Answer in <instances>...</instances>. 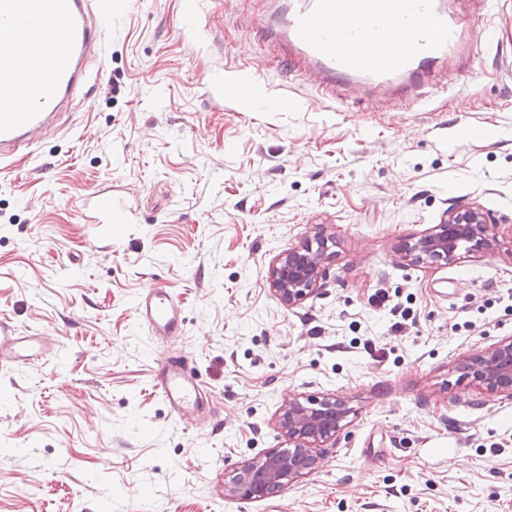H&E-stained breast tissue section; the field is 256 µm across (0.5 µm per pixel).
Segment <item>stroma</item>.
<instances>
[{"instance_id": "35a3bbf8", "label": "stroma", "mask_w": 512, "mask_h": 512, "mask_svg": "<svg viewBox=\"0 0 512 512\" xmlns=\"http://www.w3.org/2000/svg\"><path fill=\"white\" fill-rule=\"evenodd\" d=\"M441 5L462 39L427 77L323 101L276 60L269 0H111L98 88L0 176V326L51 347L0 371V512H512V400L464 365L512 336V0L492 40L484 0ZM454 204L492 213L493 246L402 257ZM319 235L325 275L286 306L274 260ZM149 286L184 305L174 343L134 317ZM168 353L206 417L155 391ZM326 395L349 415L316 469L228 497L236 465L287 447L288 399Z\"/></svg>"}]
</instances>
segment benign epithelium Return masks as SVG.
<instances>
[{"mask_svg": "<svg viewBox=\"0 0 512 512\" xmlns=\"http://www.w3.org/2000/svg\"><path fill=\"white\" fill-rule=\"evenodd\" d=\"M496 223L478 206L451 207L435 232L403 245L404 256L418 264L450 263L459 251L481 252L495 241ZM327 242L319 238L280 253L272 266L271 285L281 301L294 305L313 292L322 279ZM466 368L485 388L512 400V339L497 342L470 357ZM348 409L330 397L288 401L280 419L288 448L273 450L234 469L227 495L240 501L264 497L311 472L319 462L313 448L336 438Z\"/></svg>", "mask_w": 512, "mask_h": 512, "instance_id": "obj_1", "label": "benign epithelium"}]
</instances>
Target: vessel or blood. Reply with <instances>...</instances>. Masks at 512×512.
Here are the masks:
<instances>
[{"label": "vessel or blood", "mask_w": 512, "mask_h": 512, "mask_svg": "<svg viewBox=\"0 0 512 512\" xmlns=\"http://www.w3.org/2000/svg\"><path fill=\"white\" fill-rule=\"evenodd\" d=\"M106 20L102 0H0L1 173L35 150L61 109L97 79L89 60L104 52ZM281 28L299 57L326 73L320 95L327 100L339 79L422 75L457 37L436 0H291ZM361 42L373 63L357 52ZM134 313L151 336L184 332V306L163 289H143ZM37 343L31 335L0 336V369L33 363ZM153 386L173 418L206 408L207 394L181 357L158 361Z\"/></svg>", "instance_id": "obj_1"}]
</instances>
